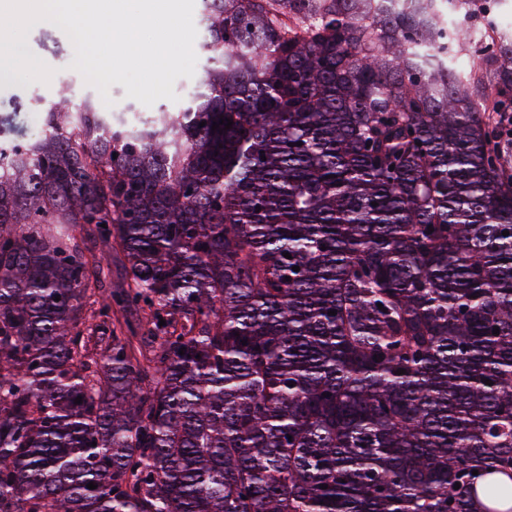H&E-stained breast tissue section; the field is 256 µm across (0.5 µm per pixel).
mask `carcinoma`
I'll return each instance as SVG.
<instances>
[{
    "label": "carcinoma",
    "instance_id": "1",
    "mask_svg": "<svg viewBox=\"0 0 512 512\" xmlns=\"http://www.w3.org/2000/svg\"><path fill=\"white\" fill-rule=\"evenodd\" d=\"M201 3L183 111L0 140V512H512L491 2Z\"/></svg>",
    "mask_w": 512,
    "mask_h": 512
}]
</instances>
